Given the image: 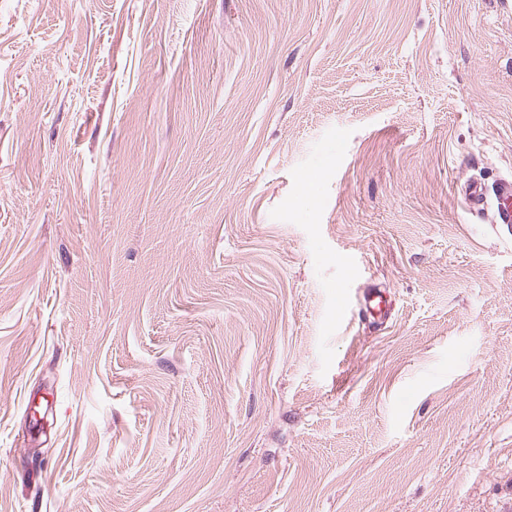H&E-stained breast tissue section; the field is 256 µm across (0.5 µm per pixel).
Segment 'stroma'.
<instances>
[{"label": "stroma", "instance_id": "stroma-1", "mask_svg": "<svg viewBox=\"0 0 512 512\" xmlns=\"http://www.w3.org/2000/svg\"><path fill=\"white\" fill-rule=\"evenodd\" d=\"M506 177L512 0H0V512H512ZM494 197L493 223L512 224V180L500 179L492 188Z\"/></svg>", "mask_w": 512, "mask_h": 512}]
</instances>
